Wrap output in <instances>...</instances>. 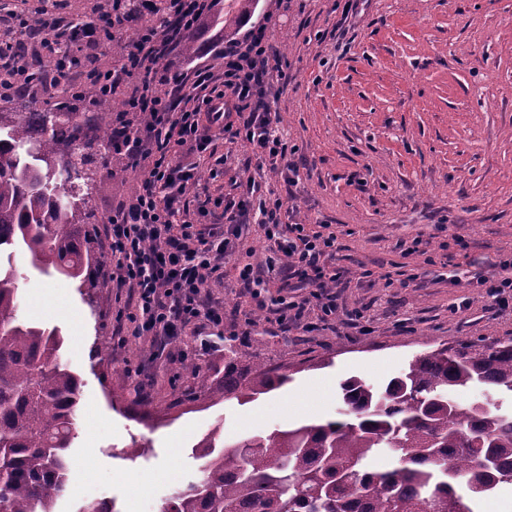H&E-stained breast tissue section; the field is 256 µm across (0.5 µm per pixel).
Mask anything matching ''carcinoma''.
Returning <instances> with one entry per match:
<instances>
[{"label":"carcinoma","instance_id":"cac0c4a2","mask_svg":"<svg viewBox=\"0 0 512 512\" xmlns=\"http://www.w3.org/2000/svg\"><path fill=\"white\" fill-rule=\"evenodd\" d=\"M259 0H230L201 21L181 55L195 57L199 39L218 43L236 33ZM47 74L79 61L34 57ZM37 80L26 94L0 97V506L4 512H55L66 491L67 451L80 381L63 366L56 330L16 317L12 253L80 280L89 304L98 283L85 275L91 244L85 225L107 224L91 202L102 182L91 168L112 150V112L96 89L51 102ZM229 340L224 368L188 370L203 390L184 399L209 406L256 400L286 383L278 367L245 366ZM481 385L484 402L459 403L450 390ZM344 420L279 427L228 442L218 430L196 447L204 477L170 500L164 512H476L471 502L512 485V340L471 342L423 353L376 392L351 377L340 385ZM388 458L380 470L372 467Z\"/></svg>","mask_w":512,"mask_h":512}]
</instances>
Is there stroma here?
I'll use <instances>...</instances> for the list:
<instances>
[{
    "instance_id": "stroma-1",
    "label": "stroma",
    "mask_w": 512,
    "mask_h": 512,
    "mask_svg": "<svg viewBox=\"0 0 512 512\" xmlns=\"http://www.w3.org/2000/svg\"><path fill=\"white\" fill-rule=\"evenodd\" d=\"M335 0H260L242 30L264 24L288 62V83L273 108L298 152L299 182L256 174L259 196H295L307 222L331 225L336 265L346 271L340 311H358V327L322 321L310 308L300 326L282 329L272 314L246 326V300L233 264L211 282L210 304L224 321L189 326L155 355L150 340L118 334L116 314L129 291L115 287L102 257L103 227L90 225L98 281L89 306L78 281L34 267L15 253L19 321L57 328L60 359L80 380L71 473L57 512H78L109 497L114 512H162L203 477L195 444L213 429L242 441L285 425L336 421L337 390L355 376L376 388L414 357L460 340L512 339V306L500 309L480 289L453 277L492 271L512 254V0H358L341 18ZM228 161L218 175L198 171L191 207L234 190L249 147L215 142ZM104 187L96 215L109 216L130 195L135 174L98 169ZM462 245H455L453 237ZM420 240L407 255L405 244ZM416 287H404L407 275ZM269 365L287 384L241 405L179 404L196 387L185 367L224 361L225 339ZM142 368V391L117 383L114 369ZM331 394L312 412L301 406L316 385ZM143 455L128 456L131 444Z\"/></svg>"
}]
</instances>
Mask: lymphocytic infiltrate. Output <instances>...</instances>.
<instances>
[{
	"mask_svg": "<svg viewBox=\"0 0 512 512\" xmlns=\"http://www.w3.org/2000/svg\"><path fill=\"white\" fill-rule=\"evenodd\" d=\"M126 2L105 0V19L88 30L83 42L90 48L108 43L122 48L113 63L92 66L87 83L106 81L125 106L115 117L112 153L130 160L137 186L106 228L105 262L117 287L130 291V307L122 315L133 324L134 335L173 341L200 320L221 324L224 315L206 303V290L223 278L225 264L239 253L244 230L252 225L280 253L288 273L283 287L310 291L299 300L279 298L278 324H300L312 304L322 320L332 319L343 273L328 263L336 253L329 225L284 223L285 200H256L251 176L239 181V194L225 203L223 226L198 227L197 217L208 211L202 206L190 216L185 200L196 184V156L217 137L246 143L259 165L283 175L289 185L298 183L296 149L267 101L271 80L285 71L271 65L264 29L225 46L223 68L202 66L188 77L170 75L163 60L178 54L184 36L212 11L214 0H165L166 23L142 25L132 40L116 22ZM59 16L58 10L41 9L35 2L0 18V48L21 32L38 39L40 53L61 55ZM216 98L223 99L224 111L214 116L208 106Z\"/></svg>",
	"mask_w": 512,
	"mask_h": 512,
	"instance_id": "obj_1",
	"label": "lymphocytic infiltrate"
}]
</instances>
